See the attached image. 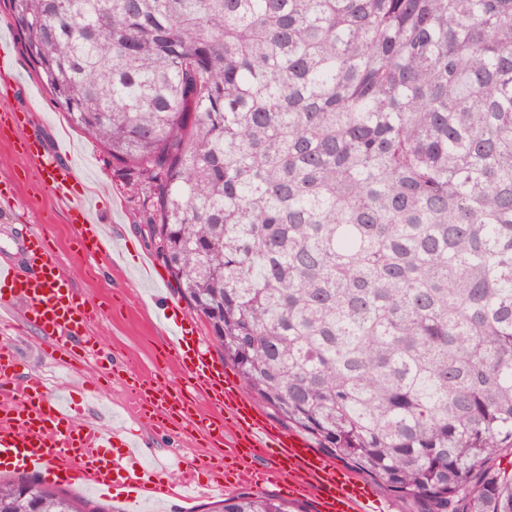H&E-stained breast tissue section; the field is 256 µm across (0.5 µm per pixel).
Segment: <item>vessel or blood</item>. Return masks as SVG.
<instances>
[{"label":"vessel or blood","instance_id":"1","mask_svg":"<svg viewBox=\"0 0 512 512\" xmlns=\"http://www.w3.org/2000/svg\"><path fill=\"white\" fill-rule=\"evenodd\" d=\"M18 151L37 165L45 188L69 201L84 256L110 254L112 239L91 204L67 193L77 179L75 168L35 137L20 138ZM16 247L18 260L0 261V312L18 313L22 323L42 334L51 352L98 359L100 343L91 331L98 308L79 297L46 234L22 231ZM163 321L165 359L180 368L185 387L173 392L157 378L139 375L130 389L140 421L153 431L176 425L202 435L210 447L225 448L224 457L210 464L211 489L227 488L224 464L229 461L255 488L274 484L296 498L314 497L318 512H370L365 484L316 454L300 435L261 419L174 303L165 305ZM16 363L13 350L0 344V467L45 472L65 484L80 482L109 493L135 482L148 497L174 494V486L139 480L135 466L146 450L126 429L74 423L69 408L40 378L18 379ZM200 398L210 413L199 411Z\"/></svg>","mask_w":512,"mask_h":512}]
</instances>
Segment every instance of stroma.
Returning a JSON list of instances; mask_svg holds the SVG:
<instances>
[{
  "label": "stroma",
  "mask_w": 512,
  "mask_h": 512,
  "mask_svg": "<svg viewBox=\"0 0 512 512\" xmlns=\"http://www.w3.org/2000/svg\"><path fill=\"white\" fill-rule=\"evenodd\" d=\"M0 36L14 41L13 65L0 69V88L8 87V98L0 105L27 112L29 121L23 132L40 139L48 149L65 146L64 160L76 170L79 188L93 199L102 223L112 231L119 249L116 263L102 258L77 257L70 212L51 192L45 190L34 163L17 155L10 142L0 141V181L9 180L19 202L22 222L0 216V259L15 255L14 238L21 225L43 230L53 241V250L76 290L83 297L100 304L103 313L92 327L118 368L108 379H97L93 368L64 354L49 356L43 338L29 328L8 329L0 326V340H8L18 353L22 375L40 376L50 389L69 388L84 404L85 418L99 420L107 427H125L135 431L143 447L149 448L150 459L165 460L178 454L193 459L207 454L205 441L196 434L179 429L159 435L138 421L134 396L127 386L132 374L151 372L163 381H178L172 368L163 366L162 310L160 300L172 301L182 315L192 319L196 334L206 344L214 339L204 320L196 318L185 301L175 292L174 281L157 260L147 239L138 231L140 205L131 197L126 181L99 145L83 131L72 126L66 113L56 104L51 92L38 79L33 64L18 46L9 10V0H0ZM150 264L153 275L143 280L138 276L142 264ZM73 491L103 503L128 508L138 501L145 512H203L212 498L203 495L192 500L173 497L139 499L136 489L124 494H108L76 483Z\"/></svg>",
  "instance_id": "obj_1"
}]
</instances>
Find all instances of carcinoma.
Here are the masks:
<instances>
[{
	"label": "carcinoma",
	"instance_id": "obj_1",
	"mask_svg": "<svg viewBox=\"0 0 512 512\" xmlns=\"http://www.w3.org/2000/svg\"><path fill=\"white\" fill-rule=\"evenodd\" d=\"M9 2L246 387L415 512H512V0Z\"/></svg>",
	"mask_w": 512,
	"mask_h": 512
}]
</instances>
